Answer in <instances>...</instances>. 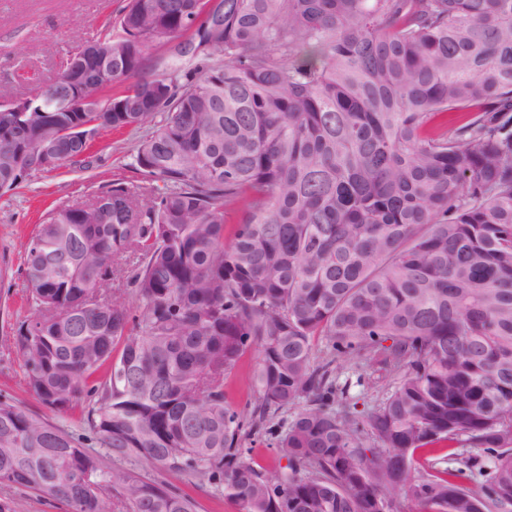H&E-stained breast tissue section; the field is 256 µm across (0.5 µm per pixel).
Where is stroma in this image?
Wrapping results in <instances>:
<instances>
[{
  "label": "stroma",
  "mask_w": 512,
  "mask_h": 512,
  "mask_svg": "<svg viewBox=\"0 0 512 512\" xmlns=\"http://www.w3.org/2000/svg\"><path fill=\"white\" fill-rule=\"evenodd\" d=\"M127 2L0 0V98L31 95L54 79L67 54L95 39ZM138 141V134L127 131L100 132L93 168L81 171L64 165L28 177L16 193L0 196V395L76 433L83 427L81 411L57 414L43 407L27 385L16 352L14 329L32 313L24 288L26 247L46 208L82 203L113 183L148 186L147 177L133 165ZM257 361V352L247 351L226 376L225 401L232 408L250 411L257 406ZM144 477L187 493L196 512H238L231 499L210 485L169 472L148 470Z\"/></svg>",
  "instance_id": "1"
}]
</instances>
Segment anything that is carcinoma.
Here are the masks:
<instances>
[{"label": "carcinoma", "mask_w": 512, "mask_h": 512, "mask_svg": "<svg viewBox=\"0 0 512 512\" xmlns=\"http://www.w3.org/2000/svg\"><path fill=\"white\" fill-rule=\"evenodd\" d=\"M192 27L188 87L145 71L154 42ZM85 49L105 67L82 84L86 111L0 120V191L21 182L9 152L48 171L47 135L147 130L133 165L148 187L46 213L15 331L31 392L58 414L84 404L105 454L0 400V484L66 512H193L106 455L239 512H397L395 485L421 512H512V0H128L52 86ZM92 147L67 142L58 165L90 168ZM122 262L137 314L112 288ZM252 347L246 415L224 377ZM355 359L393 378L361 410L333 377ZM261 428L287 459L270 477L242 448ZM444 442L482 451L466 461L479 487L433 465L412 478ZM119 465L135 471L150 482L184 491L195 501L197 512H239L238 506L231 499L219 494L208 484H200L175 473L146 470L135 462L118 463Z\"/></svg>", "instance_id": "carcinoma-1"}]
</instances>
